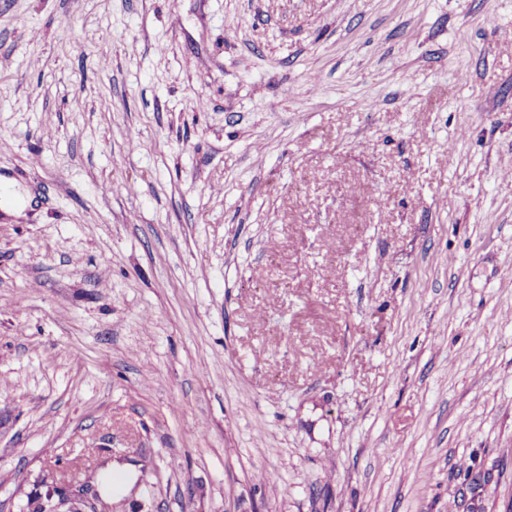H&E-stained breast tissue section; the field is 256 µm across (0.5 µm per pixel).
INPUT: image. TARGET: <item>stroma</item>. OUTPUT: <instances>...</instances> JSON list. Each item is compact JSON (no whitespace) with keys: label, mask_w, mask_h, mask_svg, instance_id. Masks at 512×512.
Returning a JSON list of instances; mask_svg holds the SVG:
<instances>
[{"label":"stroma","mask_w":512,"mask_h":512,"mask_svg":"<svg viewBox=\"0 0 512 512\" xmlns=\"http://www.w3.org/2000/svg\"><path fill=\"white\" fill-rule=\"evenodd\" d=\"M0 178V512H512V0H0ZM49 493L58 497L56 512H96L92 511L94 501L87 494L80 492L78 487L73 489L68 485L52 489ZM68 503L71 504L68 510H61Z\"/></svg>","instance_id":"obj_1"}]
</instances>
